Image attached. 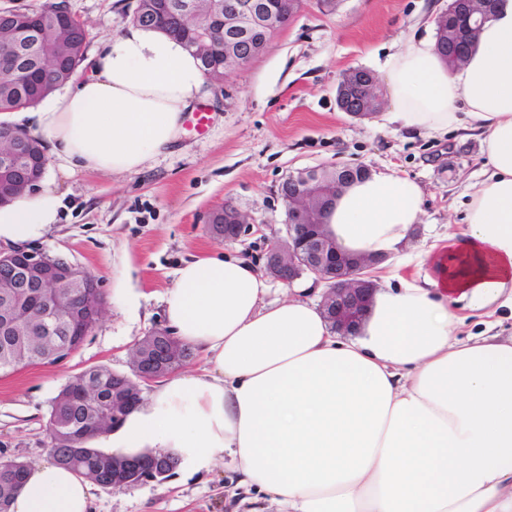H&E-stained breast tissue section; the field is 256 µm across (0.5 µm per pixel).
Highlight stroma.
<instances>
[{
  "mask_svg": "<svg viewBox=\"0 0 512 512\" xmlns=\"http://www.w3.org/2000/svg\"><path fill=\"white\" fill-rule=\"evenodd\" d=\"M65 3L84 22L91 55L132 25L138 0ZM447 7L448 0H303L257 59L208 83L201 102L213 120L204 134L183 131L137 172L58 178L60 222L30 246L96 276L103 314L66 360L0 377V458L46 457L51 402L75 374L96 365L130 372L136 342L167 326L162 296L185 261L215 252L261 260L267 241L285 235L280 186L302 169L363 165L417 181L420 221L392 263L420 280L435 276L434 264L417 258L464 232L465 203L483 179L480 139L398 129L385 103L373 118H353L339 109L336 88L355 68L384 82L402 38L435 37ZM227 203L250 226L234 243L210 231L212 213ZM92 495L93 512H279L238 488L224 463L126 491L96 485Z\"/></svg>",
  "mask_w": 512,
  "mask_h": 512,
  "instance_id": "1",
  "label": "stroma"
}]
</instances>
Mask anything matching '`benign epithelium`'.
I'll list each match as a JSON object with an SVG mask.
<instances>
[{"mask_svg":"<svg viewBox=\"0 0 512 512\" xmlns=\"http://www.w3.org/2000/svg\"><path fill=\"white\" fill-rule=\"evenodd\" d=\"M492 0H451L436 24L451 13L463 15V24L448 26V38L459 49L452 66L464 62L465 44L478 32L491 13ZM169 8L187 28L199 26L200 0H174ZM212 19L223 23L224 58L233 57L238 67L248 65L263 53L260 42L249 41L254 30L281 26L290 16L288 0H279L276 10L261 0H216ZM23 140L12 130L0 127V203L33 192L46 172L48 159H31L23 165ZM327 168L315 167L291 175L282 183L288 192L282 198L288 207L286 238L272 240L264 252V268L276 281L290 287L308 274L328 285L322 307L336 332L354 331L370 307L375 284L367 270L385 261L383 256L350 254L325 229L326 210L338 187L325 181ZM226 242L240 239L249 230L231 205H224V223L210 226ZM99 280L90 272L64 258L51 256L23 245L0 249V328L12 336H29L45 343L43 359L53 360L70 347L74 332L86 337L103 312ZM185 354L182 344L164 329L140 340L133 354L136 377L112 373V403L91 381L92 370L76 374L63 387L54 405L65 407L55 413L47 426L49 441L63 432L76 442L101 437L115 428L141 401L140 383L166 375L170 361ZM79 409L84 418L71 412ZM113 488L126 490L153 480L133 459H122L112 473Z\"/></svg>","mask_w":512,"mask_h":512,"instance_id":"obj_1","label":"benign epithelium"}]
</instances>
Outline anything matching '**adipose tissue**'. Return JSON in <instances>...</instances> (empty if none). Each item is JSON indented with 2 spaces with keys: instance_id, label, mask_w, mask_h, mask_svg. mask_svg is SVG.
Returning <instances> with one entry per match:
<instances>
[{
  "instance_id": "obj_1",
  "label": "adipose tissue",
  "mask_w": 512,
  "mask_h": 512,
  "mask_svg": "<svg viewBox=\"0 0 512 512\" xmlns=\"http://www.w3.org/2000/svg\"><path fill=\"white\" fill-rule=\"evenodd\" d=\"M388 117L407 130L475 133L485 178L463 236L435 250L438 278L391 270L356 335L331 330L322 307L270 300L258 263L197 257L163 297L173 335L209 367L158 382L102 437L113 456L161 450L193 476L228 459L237 484L285 512H512V0H496L467 61L448 68L433 42L407 37L385 73ZM178 36L130 26L90 76L51 94L32 131L58 173L123 174L178 140L204 92ZM412 179L372 173L341 188L326 230L347 252L385 254L419 220ZM53 180L0 204V244L44 237L60 220ZM483 328L458 331L467 316ZM10 512H92L89 481L45 460L29 464Z\"/></svg>"
}]
</instances>
